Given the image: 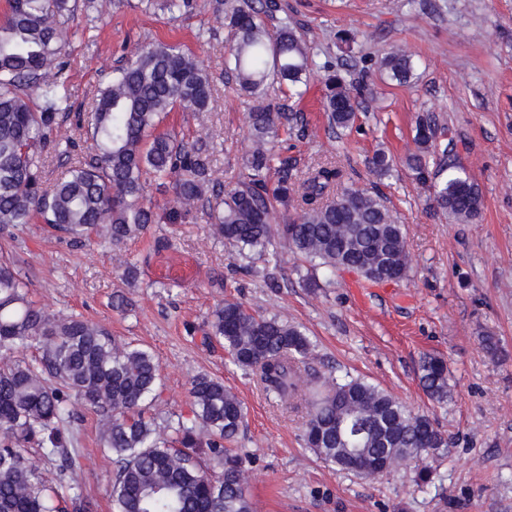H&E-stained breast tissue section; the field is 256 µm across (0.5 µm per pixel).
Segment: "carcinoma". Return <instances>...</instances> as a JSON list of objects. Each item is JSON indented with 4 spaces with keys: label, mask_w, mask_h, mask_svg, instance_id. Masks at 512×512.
I'll list each match as a JSON object with an SVG mask.
<instances>
[{
    "label": "carcinoma",
    "mask_w": 512,
    "mask_h": 512,
    "mask_svg": "<svg viewBox=\"0 0 512 512\" xmlns=\"http://www.w3.org/2000/svg\"><path fill=\"white\" fill-rule=\"evenodd\" d=\"M215 4L233 35L225 66L254 104L248 112L245 176L216 194L212 233L260 252L281 238L329 277L355 270L371 284L406 278V228L381 196L349 186L345 170L331 162L303 177L292 158L274 151L280 127L298 121V114L264 103L261 93L273 77L288 86L289 96L303 95L312 65L303 34L287 18L269 32L266 19L279 10L277 0ZM72 12L71 0H8L0 23V232L37 221L63 241L104 233L118 245L163 218L177 222L201 198L210 165L207 145L157 129L177 107L203 111L211 81L203 62L175 45L140 46L99 90L90 115L65 112L66 97L47 76L65 68L64 23ZM380 65L400 83L411 77V61L401 51L386 53ZM325 69L329 123L349 129L361 86L328 65ZM33 91L40 97L35 110L28 104ZM70 117L85 130L94 154L47 185L43 152ZM414 142L406 165L428 191L432 207L458 221L477 220L482 191L448 158V148L438 149L432 116L420 117ZM370 164L380 178L393 169V159L382 151ZM167 179L174 206L161 217L144 194L150 182ZM207 335L223 342L231 361L257 376L280 402L300 396L301 372L308 370L314 350L301 327L227 300L213 310ZM28 346L38 351L35 363L0 367V512H93L82 494L64 496L45 485L39 462L27 451L35 444L60 459L61 476L72 471L67 445L80 422L70 408L74 397L100 418V447L116 467L113 512H255L245 489L246 461L224 447L245 416L224 381L195 377L190 415L157 422L146 415L161 396L155 354L82 316L54 315L36 306L14 263L1 258L0 359ZM418 374L430 400L448 401L444 358L423 357ZM307 389L303 440L331 468L373 479L399 459L423 463L448 446L429 416L412 413L361 378L310 373Z\"/></svg>",
    "instance_id": "carcinoma-1"
}]
</instances>
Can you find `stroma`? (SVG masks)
Segmentation results:
<instances>
[{"label": "stroma", "mask_w": 512, "mask_h": 512, "mask_svg": "<svg viewBox=\"0 0 512 512\" xmlns=\"http://www.w3.org/2000/svg\"><path fill=\"white\" fill-rule=\"evenodd\" d=\"M279 2L317 62L306 95L292 105L304 131L279 140L300 170L331 161L355 187L383 196L406 227V279L370 286L342 272L330 282L285 241L273 243L280 258L274 265L255 253L239 255L212 234L215 195L242 172L253 104L225 69L229 29L213 0H196L179 17L143 10L139 0L100 14L78 0L63 76L73 111L87 112L136 46L173 43L197 55L212 81L211 103L203 112L175 110L163 127L205 137L210 184L201 200L178 223L160 221L118 246L102 237L66 244L43 225L26 224L0 233V252L28 281L37 306L83 315L155 352L159 419L188 413L196 376L223 379L247 412L229 446L248 460L246 489L256 512H512V0ZM346 33L354 35L352 45L341 42ZM391 50L410 56V83L378 69ZM327 63L364 83L351 129L328 124ZM427 112L439 143L453 147L482 191L474 222L429 211L427 190L406 166L416 119ZM379 150L393 157L392 176L370 172L368 160ZM159 238L167 248H154ZM125 261L136 265L135 281L124 279ZM311 276L317 287L307 286ZM117 291L130 301L125 310L110 304ZM227 299L304 326L315 344L312 369L364 378L434 419L448 446L430 459L428 480L412 463L366 480L320 462L303 441L302 402L269 398L232 364L222 343L207 339L211 312ZM484 330L499 340L500 358L483 350ZM427 354L448 361L446 404L433 403L419 384ZM72 408L82 418L72 442L79 488L94 512H112L113 465L99 445V419L80 400Z\"/></svg>", "instance_id": "stroma-1"}]
</instances>
